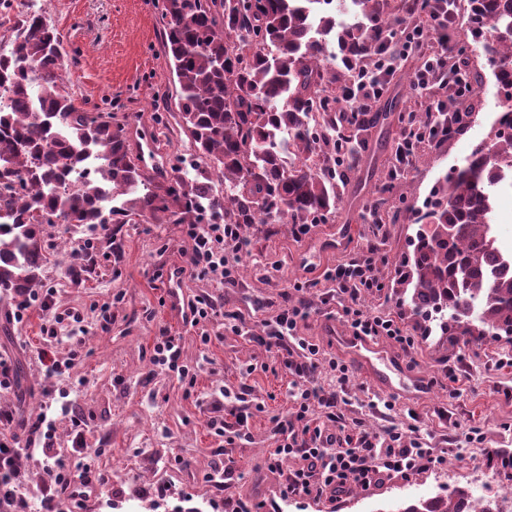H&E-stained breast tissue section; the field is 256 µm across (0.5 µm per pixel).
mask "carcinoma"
<instances>
[{
  "label": "carcinoma",
  "instance_id": "carcinoma-1",
  "mask_svg": "<svg viewBox=\"0 0 512 512\" xmlns=\"http://www.w3.org/2000/svg\"><path fill=\"white\" fill-rule=\"evenodd\" d=\"M428 0H159L162 40L178 84L181 126L200 164L149 174L125 126L75 104L63 88L60 34L39 13L0 53V293L35 291L48 260L47 224L94 233L138 217L168 224H316L336 213L341 187L386 109L355 117L345 86ZM473 34L512 103V0H468ZM338 61L343 72L328 71ZM443 176L419 214L393 288L416 320L447 315L450 336L512 338V251L493 226L497 191L512 188V110ZM403 179L390 171L380 204ZM498 482L512 488V452ZM469 495L420 498L389 512H465Z\"/></svg>",
  "mask_w": 512,
  "mask_h": 512
}]
</instances>
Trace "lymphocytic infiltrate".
Returning a JSON list of instances; mask_svg holds the SVG:
<instances>
[{
    "mask_svg": "<svg viewBox=\"0 0 512 512\" xmlns=\"http://www.w3.org/2000/svg\"><path fill=\"white\" fill-rule=\"evenodd\" d=\"M428 5L426 20L391 30L373 67L357 70L344 90L353 111H371L400 64L431 40L437 41L441 50L428 55L414 72L412 88L421 93L440 80L450 87L452 98L473 92L469 72L449 66L443 50L455 36L459 0H428ZM181 233L192 243V268L209 276L217 286L235 283L237 255L246 246L241 225L185 224ZM377 264L378 258L371 251L336 266L326 277L335 283L337 294L347 300L342 316L353 335L384 338L401 349H413L414 338L395 318L359 306L362 295L380 286ZM311 314L312 305L307 298H298L266 320V334L260 339L292 378L291 405L287 415L274 422L275 446L265 460L268 471L279 473L282 479L281 497L336 501L351 487L370 489L386 479H407L438 464L439 455L429 448L424 437L395 427L382 435L359 424L339 428V394L317 386L315 376L325 363L343 381L348 368L334 358L322 360L319 345L299 336L301 323ZM151 361L176 375L185 387L194 386L197 369L183 361L181 339L167 328H159L153 340ZM15 424L11 412L0 413V512H63L64 504L74 499L76 488L105 482V475L91 463L76 468L69 458L55 452L54 427L46 415L24 421L20 434L15 432ZM34 450L41 454L43 468L39 492L33 497L26 487L22 459ZM291 459L299 460V467L285 470V462Z\"/></svg>",
    "mask_w": 512,
    "mask_h": 512,
    "instance_id": "lymphocytic-infiltrate-1",
    "label": "lymphocytic infiltrate"
}]
</instances>
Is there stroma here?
Segmentation results:
<instances>
[{"mask_svg": "<svg viewBox=\"0 0 512 512\" xmlns=\"http://www.w3.org/2000/svg\"><path fill=\"white\" fill-rule=\"evenodd\" d=\"M41 2L46 18L62 36L65 86L76 103L98 106L119 122L151 130L163 155L186 154L189 140L180 126L176 100L168 95L175 77L164 55L162 22L152 0ZM456 45L457 61L466 66L475 88L456 107L473 118L447 139L419 144L406 175L408 196L389 197L386 223H374L368 209L375 206L379 186L395 164L400 115L422 103L411 88L408 65L391 78L379 100L392 122L373 129L368 149L343 188L335 217L300 237L288 224H270L263 232L251 233L247 251L239 256L235 284L216 287L191 269V242L176 224L144 218L117 224L112 241L96 242L91 250L83 246L88 237L84 228L54 226L55 251L41 283L42 288L53 289L54 306L31 308L18 321L11 317L13 302H0V354L10 357L16 373L23 376V417L45 411L51 395L64 389L82 410L86 452L108 482L67 503L68 512H156L151 492L160 483L176 491L167 501L173 512H212L209 502L220 494L246 497L259 491L276 496L279 479L267 472L264 460L274 442L271 419L288 411L290 377L273 353L253 338L262 334L264 320L299 285L316 310L302 335L319 343L326 354H335L325 325L328 313L341 311L344 299L324 275L371 250L379 258L382 288L362 297L359 304L371 313L398 316L399 301L389 282L415 231V211L422 208L438 178L462 165L478 143L488 141L504 100L485 58L474 48L465 12L459 17ZM341 227L347 228L349 237L336 250L331 243ZM176 266L184 272L186 297L207 294L222 309L206 325L212 337L209 345H201L195 329L168 306L167 273ZM69 311L82 316V351L71 375H52L38 353L45 349L67 356L72 325H60L57 338L49 341L43 327L55 314ZM227 312L239 313L250 337L225 329ZM105 313L110 316L106 325L101 322ZM161 327L181 336L184 360L199 365L193 388H184L151 364L153 338ZM504 354L512 356V340L472 336L465 346L456 347L450 337L436 331L417 337L414 350L398 351L397 356L409 372L428 382V392L416 399H397L390 412L370 407V399L381 396V389L356 366H349L343 385L350 401L342 409L346 420H362L377 434L393 426L405 432L418 427L444 462L408 480L352 489L335 504L324 498L278 499V512H387L393 503L459 487L470 490L478 481L488 496H499L502 487L491 461L502 449H512V367L500 370L495 365L496 357ZM451 367L461 379L462 394L455 399L444 387ZM244 385L263 409L249 420V441L222 443L208 427L212 405L223 391L236 393ZM470 428L481 432V440L456 447L455 436ZM183 458L190 460L191 470L180 467ZM222 459L234 460L239 472L219 490L205 475Z\"/></svg>", "mask_w": 512, "mask_h": 512, "instance_id": "35a3bbf8", "label": "stroma"}]
</instances>
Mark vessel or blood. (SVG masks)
Instances as JSON below:
<instances>
[{
	"mask_svg": "<svg viewBox=\"0 0 512 512\" xmlns=\"http://www.w3.org/2000/svg\"><path fill=\"white\" fill-rule=\"evenodd\" d=\"M327 331L339 353L351 358L374 386L405 399L422 395L427 383L409 373L402 362L373 341L341 333L335 324H328Z\"/></svg>",
	"mask_w": 512,
	"mask_h": 512,
	"instance_id": "b4317fda",
	"label": "vessel or blood"
}]
</instances>
